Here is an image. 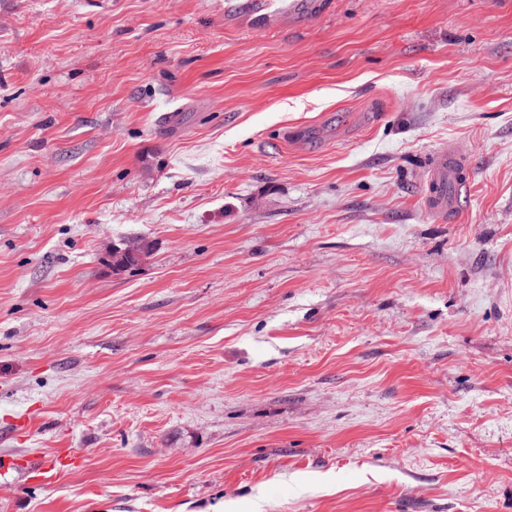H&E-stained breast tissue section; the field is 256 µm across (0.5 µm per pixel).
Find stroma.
<instances>
[{"label":"stroma","mask_w":512,"mask_h":512,"mask_svg":"<svg viewBox=\"0 0 512 512\" xmlns=\"http://www.w3.org/2000/svg\"><path fill=\"white\" fill-rule=\"evenodd\" d=\"M317 2L0 0V512H512V0ZM311 6L303 0H225L224 14L246 29L257 23L272 29L292 14L304 15ZM463 182L453 151L436 153L427 175L428 193L424 199L426 209L433 214L446 216L454 209L457 191ZM78 461L79 457L75 452L66 450L58 452L39 463L33 462L30 458L23 461L4 458L2 470L5 473L9 468L13 469L17 465H26L29 466L31 470L38 473L39 481L47 482L61 471L68 469L70 466L77 465Z\"/></svg>","instance_id":"35a3bbf8"}]
</instances>
